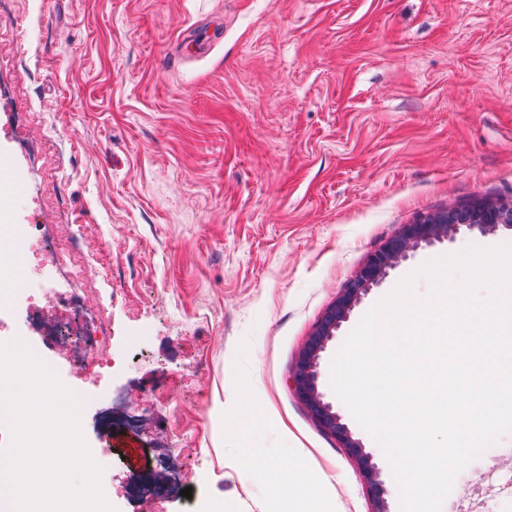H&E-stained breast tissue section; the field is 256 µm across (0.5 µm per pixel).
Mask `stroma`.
I'll use <instances>...</instances> for the list:
<instances>
[{
	"label": "stroma",
	"mask_w": 512,
	"mask_h": 512,
	"mask_svg": "<svg viewBox=\"0 0 512 512\" xmlns=\"http://www.w3.org/2000/svg\"><path fill=\"white\" fill-rule=\"evenodd\" d=\"M0 151L134 350L104 481L180 478L163 512L223 496L267 512L262 464L333 483L328 512H374L357 463L297 398L296 359L342 288L422 215L512 198V0H0ZM512 231L417 250L363 297L320 362L427 260ZM255 466L244 470L242 449ZM191 497H183V488ZM441 512H512V433L455 478Z\"/></svg>",
	"instance_id": "obj_1"
}]
</instances>
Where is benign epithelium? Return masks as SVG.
<instances>
[{
  "label": "benign epithelium",
  "instance_id": "7a95c632",
  "mask_svg": "<svg viewBox=\"0 0 512 512\" xmlns=\"http://www.w3.org/2000/svg\"><path fill=\"white\" fill-rule=\"evenodd\" d=\"M500 227L512 229V202L479 201L469 206L467 214L458 218L443 215H424L415 223L406 224L393 239L374 251L351 280L342 294L327 310L309 336L293 368L290 383L298 398L306 405L314 419L336 437L363 471L370 492L378 507L376 512H389L380 469L373 462L362 441L354 437L348 425L333 405L324 400L318 388L319 366L322 354L336 331L345 322L362 298L380 284L389 270L408 259L423 246L448 240L460 233L486 234Z\"/></svg>",
  "mask_w": 512,
  "mask_h": 512
}]
</instances>
